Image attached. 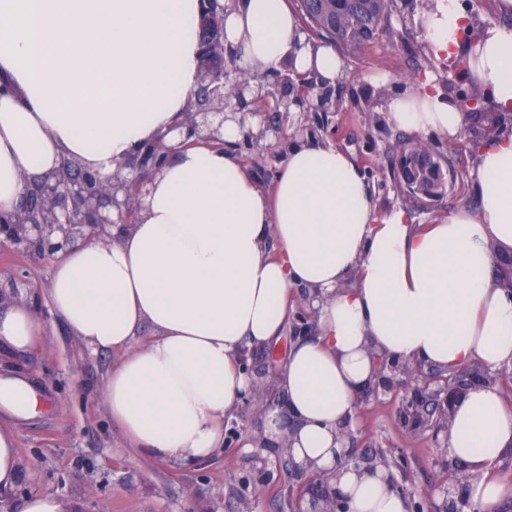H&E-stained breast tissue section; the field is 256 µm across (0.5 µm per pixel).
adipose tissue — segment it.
Wrapping results in <instances>:
<instances>
[{"instance_id":"obj_1","label":"adipose tissue","mask_w":512,"mask_h":512,"mask_svg":"<svg viewBox=\"0 0 512 512\" xmlns=\"http://www.w3.org/2000/svg\"><path fill=\"white\" fill-rule=\"evenodd\" d=\"M199 13V0H0V217L32 177L66 159L109 184L179 121L200 83L201 50L185 33ZM420 21L438 52L462 57L487 106L512 113V27L490 20L464 43L459 0H435ZM224 43L239 51L255 94L285 69L330 82L342 72L286 0H224ZM384 110L398 126L451 141L464 123L456 100L424 83ZM242 137L231 114L224 148H179L138 197L136 223L59 253L48 304L89 349L120 352L104 396L133 447L192 465L223 448L225 419L253 390L243 349L275 344L292 290L306 288L318 298L317 334L290 346L272 378L284 404L263 411L248 445L276 444L301 469L325 473L351 512H408L385 466H337L340 431L376 357L451 372L512 366V289L492 277L497 257L512 253V132L478 152L476 211L422 229L404 211L379 212L350 155L316 141L288 147L266 194L232 149ZM146 325L155 334L136 345ZM43 334L33 301L0 313V350L28 351ZM44 403L26 377L0 373V412L29 418ZM448 449L468 475L472 512L512 496L489 470L512 454V407L497 386L455 403Z\"/></svg>"}]
</instances>
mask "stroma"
<instances>
[{
  "mask_svg": "<svg viewBox=\"0 0 512 512\" xmlns=\"http://www.w3.org/2000/svg\"><path fill=\"white\" fill-rule=\"evenodd\" d=\"M434 0H394L379 36L361 53L342 56V74L332 85L336 102L306 126L304 113L315 108L308 93L302 108L288 115V140L309 137L349 153L359 166L379 211L403 209L410 223L427 224L460 209L475 210L478 189L471 177L473 161H465L434 201L408 200L400 184L397 145L423 140L439 160L448 156V142L432 134L396 126L381 106L386 96L412 84L430 81L435 92L461 100L468 141L476 124L468 99L471 87L457 61L436 53L419 31L418 19ZM287 142L269 145L240 140L235 151L260 186L272 190ZM52 260L0 248V290L34 300L44 327L37 347L24 354L4 353L0 364L33 374L46 386L48 410L12 421L22 469H34L0 495V512H18L21 500L49 493L74 502L77 512H241L251 503L254 512H294L299 482L288 458L267 444L248 448L244 438L259 430L256 412L235 411L226 421L235 436L216 456L189 467L149 458L132 448L122 429L112 423L103 397L104 382L118 352L87 348L55 317L45 303ZM349 430L362 453L393 461L404 455L407 470L393 475L404 489L423 493L445 485L455 470H444L448 454L430 429L404 423L400 398L386 396L359 406Z\"/></svg>",
  "mask_w": 512,
  "mask_h": 512,
  "instance_id": "1",
  "label": "stroma"
}]
</instances>
